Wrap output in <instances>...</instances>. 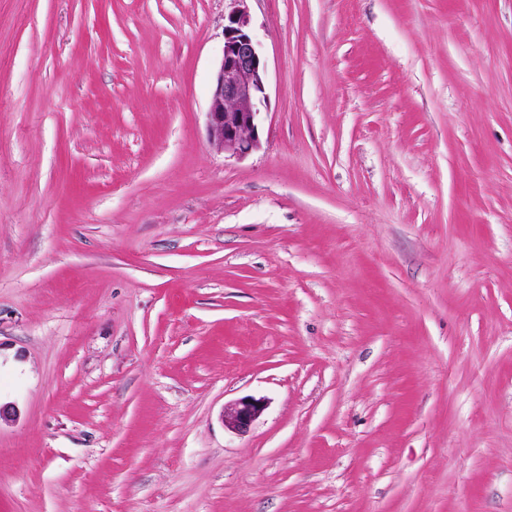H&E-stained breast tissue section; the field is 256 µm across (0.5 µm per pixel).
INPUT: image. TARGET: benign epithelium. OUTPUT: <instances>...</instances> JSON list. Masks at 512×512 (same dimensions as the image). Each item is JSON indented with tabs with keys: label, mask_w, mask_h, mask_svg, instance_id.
<instances>
[{
	"label": "benign epithelium",
	"mask_w": 512,
	"mask_h": 512,
	"mask_svg": "<svg viewBox=\"0 0 512 512\" xmlns=\"http://www.w3.org/2000/svg\"><path fill=\"white\" fill-rule=\"evenodd\" d=\"M224 16V44L206 112L210 142L228 158L243 159L259 149L267 96V63L251 28L248 0H232ZM265 409L261 399L244 397L224 412V426L250 430Z\"/></svg>",
	"instance_id": "benign-epithelium-1"
}]
</instances>
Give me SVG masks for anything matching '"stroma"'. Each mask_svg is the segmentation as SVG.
Returning <instances> with one entry per match:
<instances>
[{
    "label": "stroma",
    "instance_id": "1",
    "mask_svg": "<svg viewBox=\"0 0 512 512\" xmlns=\"http://www.w3.org/2000/svg\"><path fill=\"white\" fill-rule=\"evenodd\" d=\"M248 6L0 0V512H512V0ZM224 44L206 112L210 142L224 157L243 159L259 149L267 96V63L251 28L249 0H231ZM264 409L265 403L261 399L241 398L229 411L224 410V426L236 434L247 433Z\"/></svg>",
    "mask_w": 512,
    "mask_h": 512
}]
</instances>
